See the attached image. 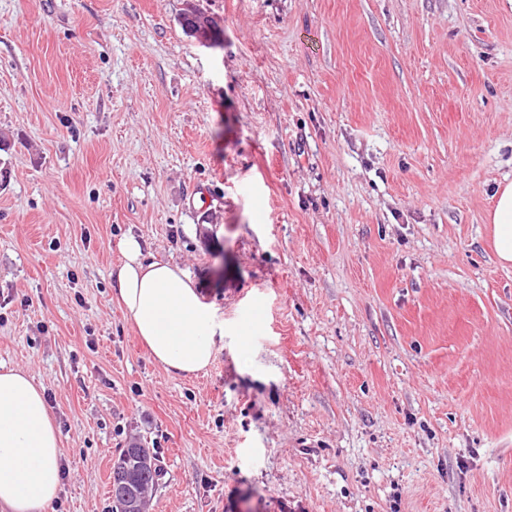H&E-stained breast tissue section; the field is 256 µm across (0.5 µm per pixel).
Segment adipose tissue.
I'll return each mask as SVG.
<instances>
[{
	"mask_svg": "<svg viewBox=\"0 0 512 512\" xmlns=\"http://www.w3.org/2000/svg\"><path fill=\"white\" fill-rule=\"evenodd\" d=\"M487 214L493 250L512 265V182L499 184ZM112 272L113 300L121 306L153 359L191 376L214 360L224 321L178 266L146 260L139 241L122 243ZM61 433L44 388L29 371L0 367V512H46L61 490Z\"/></svg>",
	"mask_w": 512,
	"mask_h": 512,
	"instance_id": "ef3b65f1",
	"label": "adipose tissue"
}]
</instances>
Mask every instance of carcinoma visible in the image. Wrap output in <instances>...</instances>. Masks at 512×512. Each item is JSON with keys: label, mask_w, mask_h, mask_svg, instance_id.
Segmentation results:
<instances>
[{"label": "carcinoma", "mask_w": 512, "mask_h": 512, "mask_svg": "<svg viewBox=\"0 0 512 512\" xmlns=\"http://www.w3.org/2000/svg\"><path fill=\"white\" fill-rule=\"evenodd\" d=\"M183 25L195 28L200 37L207 34L215 39L218 36L213 22H203L195 13L185 16ZM112 472L117 475L112 482V512H142L140 492L155 489L163 477L157 458L138 442L120 450L112 464Z\"/></svg>", "instance_id": "cac0c4a2"}]
</instances>
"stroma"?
Wrapping results in <instances>:
<instances>
[{
    "label": "stroma",
    "instance_id": "35a3bbf8",
    "mask_svg": "<svg viewBox=\"0 0 512 512\" xmlns=\"http://www.w3.org/2000/svg\"><path fill=\"white\" fill-rule=\"evenodd\" d=\"M208 16L210 47L184 13ZM512 0H0V366L51 394L54 512H512ZM224 317L191 377L120 245ZM495 205L486 216L491 224L493 250L498 262L512 265V182L500 183L494 191ZM123 261L112 270L111 299L168 371L191 376L214 360L224 319L176 264L147 261L134 237L122 243ZM157 458L141 443L122 448L112 464V512H145L141 510L140 492L155 490L163 477Z\"/></svg>",
    "mask_w": 512,
    "mask_h": 512
}]
</instances>
